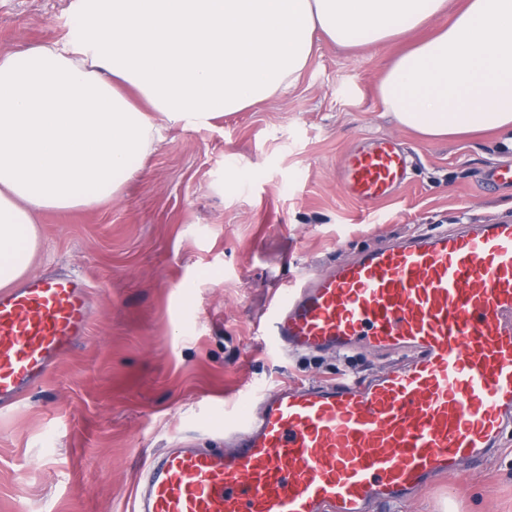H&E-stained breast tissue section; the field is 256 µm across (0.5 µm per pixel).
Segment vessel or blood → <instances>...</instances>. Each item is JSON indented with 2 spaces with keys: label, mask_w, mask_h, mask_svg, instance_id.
Instances as JSON below:
<instances>
[{
  "label": "vessel or blood",
  "mask_w": 512,
  "mask_h": 512,
  "mask_svg": "<svg viewBox=\"0 0 512 512\" xmlns=\"http://www.w3.org/2000/svg\"><path fill=\"white\" fill-rule=\"evenodd\" d=\"M410 164L378 137L343 158L341 183L369 209ZM92 311L77 274L0 291V407L46 380ZM258 329L290 356L368 349L390 365L255 391L224 428L231 448L187 443L143 462L136 512H372L483 465L512 429V219L419 233L289 279Z\"/></svg>",
  "instance_id": "vessel-or-blood-1"
}]
</instances>
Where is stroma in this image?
Returning a JSON list of instances; mask_svg holds the SVG:
<instances>
[{
    "mask_svg": "<svg viewBox=\"0 0 512 512\" xmlns=\"http://www.w3.org/2000/svg\"><path fill=\"white\" fill-rule=\"evenodd\" d=\"M75 0H0V53L64 43ZM342 47L319 38L289 88L209 124L169 126L112 199L45 210L30 273L83 274L99 301L88 335L45 382L0 408V512H132L144 453L209 444L251 385L378 371L364 351L281 356L256 334L273 288L425 227L512 216L499 131L427 139L378 86L394 58L447 25ZM392 135L413 154L401 189L365 213L346 195L349 149ZM377 512H512V434L484 466L439 477Z\"/></svg>",
    "mask_w": 512,
    "mask_h": 512,
    "instance_id": "1",
    "label": "stroma"
}]
</instances>
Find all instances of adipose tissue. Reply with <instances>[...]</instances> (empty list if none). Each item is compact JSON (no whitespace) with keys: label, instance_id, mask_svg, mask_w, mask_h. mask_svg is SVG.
<instances>
[{"label":"adipose tissue","instance_id":"adipose-tissue-1","mask_svg":"<svg viewBox=\"0 0 512 512\" xmlns=\"http://www.w3.org/2000/svg\"><path fill=\"white\" fill-rule=\"evenodd\" d=\"M448 0H79L64 46L0 54V288L37 250L35 213L118 193L161 135L267 99L307 67L314 37L378 44ZM143 100L135 105L129 91ZM379 94L429 138L512 132V0H466L400 53Z\"/></svg>","mask_w":512,"mask_h":512}]
</instances>
